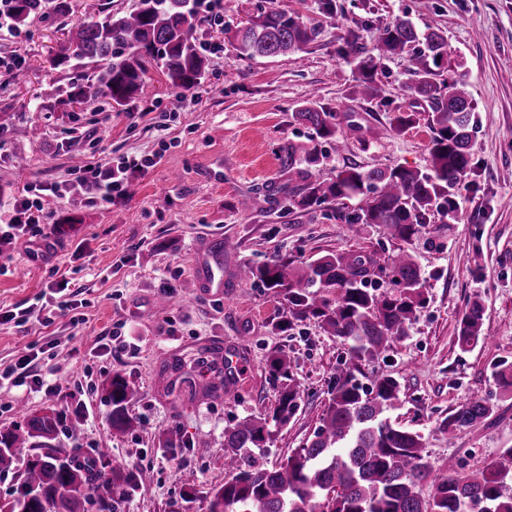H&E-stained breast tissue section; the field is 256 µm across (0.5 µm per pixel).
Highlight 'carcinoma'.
Wrapping results in <instances>:
<instances>
[{"instance_id": "carcinoma-1", "label": "carcinoma", "mask_w": 512, "mask_h": 512, "mask_svg": "<svg viewBox=\"0 0 512 512\" xmlns=\"http://www.w3.org/2000/svg\"><path fill=\"white\" fill-rule=\"evenodd\" d=\"M71 0H10L14 25L36 15L63 18ZM197 11L190 0H138L137 6L103 21L74 25L68 46L56 57L58 66L71 60H107L87 82L61 90L64 104L106 101L122 106L143 92L149 66L161 63L169 87L180 97L202 84L207 71L204 48L194 37ZM318 36L315 27L276 7L261 12L235 38L247 56L278 57L299 52ZM361 34L346 30L345 58L352 59L358 87L376 98L381 61L408 56V89L428 104L432 129L429 167L422 169L346 165L331 177L324 174L325 146L341 150L363 128L336 122V111L310 102L293 112L312 130L307 142L284 141L278 148L281 170L288 173V202L312 209L328 201L359 196L363 205L350 224H380L391 238L409 242L438 213L454 221L459 192L470 170V142L475 113L458 82L443 77L448 41L438 28L420 32L408 20L384 27L368 50ZM376 261L363 252L327 254L296 265L276 259L245 265L240 277L266 288L285 291L289 312L312 316L324 332L349 346L350 365L336 372L335 386L314 437L278 467L253 460L255 450L272 439L274 429L287 424L301 397L300 385H284L270 417H251L224 432L228 479L212 489L208 512H512V448L487 468L467 473L453 462L434 466L428 461L423 436L392 422L387 411L399 398L400 384L376 376L364 386L363 367L391 345L408 336L415 311L426 298L420 269L402 249L386 267L391 289L373 285ZM334 291L330 299L326 292ZM483 307L469 303L459 321L458 345L469 351L488 342L482 334ZM112 404V428L126 433L134 420L128 405L136 391L119 373L107 387ZM493 406L472 397L445 417L439 429L450 435L487 419ZM24 424L0 431V475L17 473L18 486L0 512H118L130 493L144 487V470L106 473L102 458L83 467L64 448V427L58 411L22 413ZM429 494H423V487Z\"/></svg>"}]
</instances>
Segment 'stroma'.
Wrapping results in <instances>:
<instances>
[{
  "mask_svg": "<svg viewBox=\"0 0 512 512\" xmlns=\"http://www.w3.org/2000/svg\"><path fill=\"white\" fill-rule=\"evenodd\" d=\"M66 22L30 19L0 35V55L26 47L27 78L14 82L0 69V211L37 187L58 188L48 197V242L0 244V309L22 319L0 323V370L29 346L44 347L39 374L56 380L55 396L0 380V429L21 423V409L63 412L76 425L62 441L76 456L104 457L120 471L147 470L152 482L124 499L120 512H208L209 493L223 484L224 432L269 412L285 377L270 359L288 356V375L301 386L294 414L257 458L283 463L311 439L320 424L347 347L316 319H291L283 294L239 279L241 266L277 258L309 262L329 253L365 251L388 264L409 251L423 279L426 302L405 339L365 369L401 386L390 415L423 434L433 465L455 458L460 471L490 465L512 447V392L494 371L512 362V0H336L329 16L318 0H219L222 23L199 13L195 30L207 53L199 87L175 98L160 66H151L141 96L122 107L60 105L59 90L88 78L94 65L54 60L69 26L100 21L132 9L136 0H72ZM298 14L319 34L300 54L244 56L234 33L269 5ZM406 18L418 29L438 27L448 40L450 74L476 113L461 218L448 224L432 216L408 243L388 237L379 224H348L337 211L354 212L357 200L313 210L286 205L288 176L279 145L303 142L309 129L292 114L305 102L336 109L340 122L363 128L344 152L329 153L326 174L354 163L364 168H426L431 131L428 108L411 96L405 58L384 61L380 95L355 96L352 66L339 54L346 29L359 28L366 47L379 31ZM414 113L398 133L392 112ZM22 151L24 164L14 160ZM162 153L147 172L134 173L127 194L111 202L70 193L77 164ZM223 236L224 296L198 295L192 274L198 244ZM81 288L83 321L51 315L50 287L60 279ZM484 308L487 344L461 350L458 323L467 305ZM289 322L288 332L277 323ZM121 331L136 355L120 347L98 350L99 337ZM238 348L246 363L234 398H225L224 354ZM122 374L138 392L129 408L139 425L114 432L105 385ZM473 396L488 398L493 414L447 436L438 425ZM178 433L181 448L163 443Z\"/></svg>",
  "mask_w": 512,
  "mask_h": 512,
  "instance_id": "stroma-1",
  "label": "stroma"
}]
</instances>
